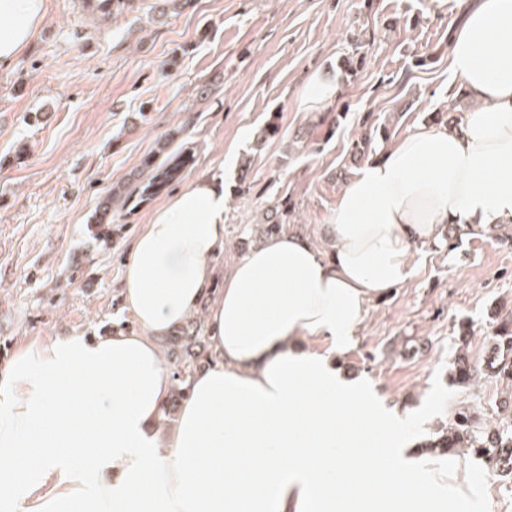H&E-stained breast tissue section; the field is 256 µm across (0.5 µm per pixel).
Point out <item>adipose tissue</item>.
Returning <instances> with one entry per match:
<instances>
[{
    "mask_svg": "<svg viewBox=\"0 0 512 512\" xmlns=\"http://www.w3.org/2000/svg\"><path fill=\"white\" fill-rule=\"evenodd\" d=\"M457 8L448 71L473 109L363 165L324 227L329 255L282 234L225 267L224 181L198 177L133 242L135 329L52 336L0 367V512H487L472 475L416 455L409 414L337 361L439 225L512 222V0ZM47 12L0 0V67ZM202 307L212 361L166 426L158 341Z\"/></svg>",
    "mask_w": 512,
    "mask_h": 512,
    "instance_id": "1",
    "label": "adipose tissue"
}]
</instances>
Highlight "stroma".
Returning a JSON list of instances; mask_svg holds the SVG:
<instances>
[{
	"mask_svg": "<svg viewBox=\"0 0 512 512\" xmlns=\"http://www.w3.org/2000/svg\"><path fill=\"white\" fill-rule=\"evenodd\" d=\"M457 16V0H192L100 21L81 0H49L29 50L0 69V365L47 336L133 327L121 282L152 206L131 208L107 238L94 211L170 128H185L197 156L175 188L224 176L225 267L258 245L253 225L282 201L289 231L329 253L320 228L361 166L415 126L471 110L448 85ZM354 46L347 78L339 63ZM315 72L341 94L304 112ZM272 120L279 134L262 138ZM413 265L372 303L340 365L423 422L418 437L464 398L492 424L502 385L467 396L450 373L459 351L481 361L492 313L512 311V223L417 248Z\"/></svg>",
	"mask_w": 512,
	"mask_h": 512,
	"instance_id": "35a3bbf8",
	"label": "stroma"
}]
</instances>
